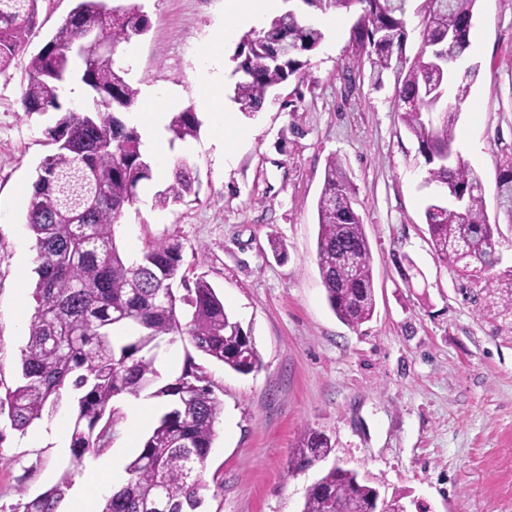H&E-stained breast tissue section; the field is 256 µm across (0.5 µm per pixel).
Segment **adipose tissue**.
I'll use <instances>...</instances> for the list:
<instances>
[{
    "label": "adipose tissue",
    "mask_w": 512,
    "mask_h": 512,
    "mask_svg": "<svg viewBox=\"0 0 512 512\" xmlns=\"http://www.w3.org/2000/svg\"><path fill=\"white\" fill-rule=\"evenodd\" d=\"M224 12L236 19L235 24L218 27L206 62L201 70L200 92L197 97L199 112L207 114L221 134V145L230 148L232 134L236 129L235 120L224 102L221 83L225 70L221 48L231 41L237 28L243 24H256L262 14H245L238 8V0H224ZM167 101L158 97L154 90H147L139 105L130 115L131 122L141 133L147 149L151 150L159 168H166L170 162L164 139L168 122ZM125 482L117 458L88 459L84 462V473L79 491L71 500L69 512H97V503L101 493L114 492Z\"/></svg>",
    "instance_id": "1"
}]
</instances>
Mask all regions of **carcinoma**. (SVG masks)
<instances>
[{
	"label": "carcinoma",
	"instance_id": "carcinoma-1",
	"mask_svg": "<svg viewBox=\"0 0 512 512\" xmlns=\"http://www.w3.org/2000/svg\"><path fill=\"white\" fill-rule=\"evenodd\" d=\"M39 0H0V70L26 45L37 24ZM477 0H300L295 13L274 16L243 36L236 58L247 76L236 83L234 101L255 112L276 87L305 74L308 58L324 39L310 15L356 10L364 25L350 41L370 65L374 86L395 77L394 102L416 140L428 182L448 184L449 196L434 197L424 217L432 246L443 262L493 300L512 307V270L494 274L498 245L487 217L481 180L457 155L448 165L433 160L456 138L459 105L475 69L453 65L470 47ZM418 18L419 47L406 54L407 13ZM146 15L131 7L105 9L104 0H77L69 16L32 56L20 98L27 114L55 112L45 130L51 154L36 169L26 224L37 250L36 303L21 351V378L0 394V417L23 434L50 420L67 399L72 409L70 450L80 462L112 445L121 422L116 397L146 396L165 411L142 450L126 465L125 484L101 512H198L203 473L223 403L206 369L187 355L180 375L163 378L157 349L166 336L188 339L195 352L247 375L262 362L250 330L226 312L224 299L203 276L180 273L182 245L161 242L130 259L116 243L115 225L137 201L138 186L153 179V163L141 135L123 114L138 90L116 65L121 45L147 30ZM94 33L103 50L84 57L70 48ZM79 80L94 107L63 108L65 87ZM201 122L184 109L167 126L170 143L198 137ZM199 181L185 158L175 159L154 206L167 208L197 195ZM497 197L512 216V155L498 169ZM316 260L326 299L336 317L358 327L375 308L371 248L356 210L355 188L342 162H327L317 204ZM333 444L308 429L290 460L297 471L326 459ZM69 474L11 512H57L70 489ZM378 490L358 473L330 468L308 491L302 512H341L353 500L371 503Z\"/></svg>",
	"mask_w": 512,
	"mask_h": 512
}]
</instances>
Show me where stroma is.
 <instances>
[{"label": "stroma", "instance_id": "35a3bbf8", "mask_svg": "<svg viewBox=\"0 0 512 512\" xmlns=\"http://www.w3.org/2000/svg\"><path fill=\"white\" fill-rule=\"evenodd\" d=\"M149 20L132 40L134 88L173 93L195 108L209 39L224 0H114ZM77 0H39L23 52L0 70V391L20 380V353L35 302V239L25 223L36 168L53 150L54 113L24 114V69ZM355 13L324 25L304 82L289 81L252 113L235 112L233 156L202 117L187 158L198 195L158 209L147 196L155 173L115 227L131 258L177 241L181 267L203 275L226 309L249 328L262 357L241 375L208 371L224 411L207 459L204 512H302L310 487L333 465L357 472L408 512H512V310L485 308L465 280L436 256L424 219L433 195L418 145L382 88L351 51ZM463 67H476L460 106L455 145L480 177L490 222L499 226L498 271L512 270V221L499 212L495 179L512 155V0H478ZM345 163L371 245L374 318L352 328L330 309L316 262L317 202L326 162ZM60 404L31 435L0 443V512L18 486L36 496L82 466L61 451L53 426H68ZM328 435L323 461L289 473L306 429Z\"/></svg>", "mask_w": 512, "mask_h": 512}]
</instances>
